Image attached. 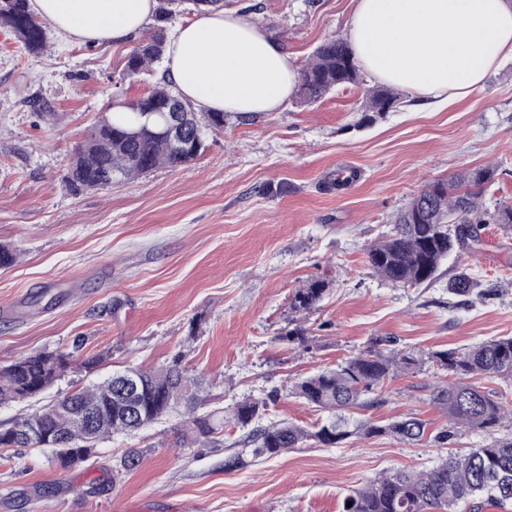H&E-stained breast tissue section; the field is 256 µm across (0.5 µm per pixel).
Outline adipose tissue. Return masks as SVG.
I'll use <instances>...</instances> for the list:
<instances>
[{
    "instance_id": "adipose-tissue-1",
    "label": "adipose tissue",
    "mask_w": 512,
    "mask_h": 512,
    "mask_svg": "<svg viewBox=\"0 0 512 512\" xmlns=\"http://www.w3.org/2000/svg\"><path fill=\"white\" fill-rule=\"evenodd\" d=\"M35 12L82 41L121 43L156 0H32ZM349 40L375 79L428 103L463 99L512 60V0H353ZM166 79L216 112H275L297 90L288 53L251 17L210 7L176 28Z\"/></svg>"
}]
</instances>
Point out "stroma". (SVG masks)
Segmentation results:
<instances>
[{"label": "stroma", "instance_id": "obj_1", "mask_svg": "<svg viewBox=\"0 0 512 512\" xmlns=\"http://www.w3.org/2000/svg\"><path fill=\"white\" fill-rule=\"evenodd\" d=\"M224 6L252 16L298 66L324 40L346 38L351 13V0ZM48 37L35 57L0 29V246L18 255L0 266V366L40 352L73 361L40 396L0 406V426L68 389L178 356L205 377L212 406L265 398L264 422L313 430L326 413L291 387L371 338L427 353L512 336V230L503 225H487L481 244L416 287L381 280L367 257L426 183L490 166L483 206H512L511 60L465 99L428 106L405 92L372 121L361 103L377 82L363 73L313 103L294 96L276 112L228 114L188 168L75 191L65 173L76 147L109 104L138 98L153 80L123 76L133 42H84L53 28ZM347 174L352 183L334 189ZM462 268L485 298L449 294ZM316 278L332 287L306 316L309 347L280 342L293 292ZM440 382L423 363L386 378L378 402L354 413L378 425L420 418L430 440L416 446L388 434L335 448L310 440L228 470L245 429L184 448L178 411L98 442L69 468L38 450L0 448V512H342L344 498L379 475L438 463L444 450L431 437L446 417L431 393ZM477 384L505 416L491 434L461 429L460 451L512 436V381ZM132 450L139 462L128 469Z\"/></svg>", "mask_w": 512, "mask_h": 512}]
</instances>
